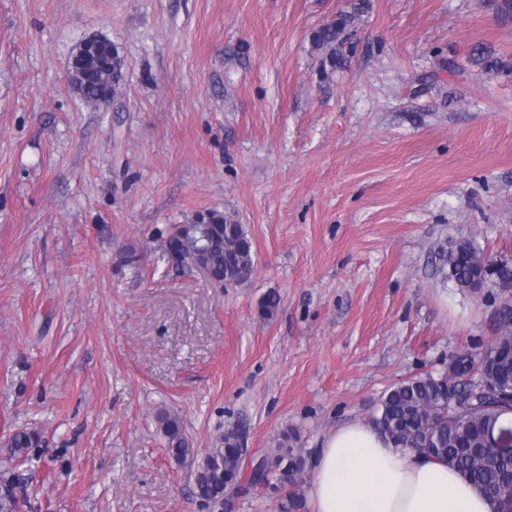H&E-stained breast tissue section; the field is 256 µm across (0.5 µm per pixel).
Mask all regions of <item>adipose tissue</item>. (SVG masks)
<instances>
[{"label":"adipose tissue","instance_id":"1","mask_svg":"<svg viewBox=\"0 0 512 512\" xmlns=\"http://www.w3.org/2000/svg\"><path fill=\"white\" fill-rule=\"evenodd\" d=\"M307 496L312 512H496L454 468L395 448L364 421L326 436Z\"/></svg>","mask_w":512,"mask_h":512}]
</instances>
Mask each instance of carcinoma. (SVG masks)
I'll return each instance as SVG.
<instances>
[{
	"mask_svg": "<svg viewBox=\"0 0 512 512\" xmlns=\"http://www.w3.org/2000/svg\"><path fill=\"white\" fill-rule=\"evenodd\" d=\"M356 15L342 13L313 35L314 45L327 53L329 62L339 59L342 34L354 25ZM125 59L112 49L111 96L124 81ZM102 76L88 75L81 87L83 99L97 101ZM210 233L220 243L204 254V264L220 282L240 283L255 271L252 241L244 225L218 210L209 211ZM182 229L169 228L162 255H183ZM436 273L444 282L468 291L476 282L503 288L512 284V259L491 258L474 239L460 236L437 246ZM500 318L505 329L482 351L466 349L448 355V370L404 378L395 383L369 417L396 448H411L455 468L484 495L497 503V512H512V455L492 446L490 438L502 429L512 431V306H503ZM158 425L171 456L178 462L194 456L180 417L158 415ZM241 431H224L221 446L205 453L194 470L195 497L206 506L220 508L224 491L239 484L246 470L239 450ZM293 431H284L275 446L260 455L259 480L286 491L279 512H303L306 508L304 477L308 460ZM42 436L33 428L16 430L8 440L13 456L26 458L41 447ZM22 478L0 471V512H20L25 500L15 494Z\"/></svg>",
	"mask_w": 512,
	"mask_h": 512,
	"instance_id": "carcinoma-1",
	"label": "carcinoma"
}]
</instances>
